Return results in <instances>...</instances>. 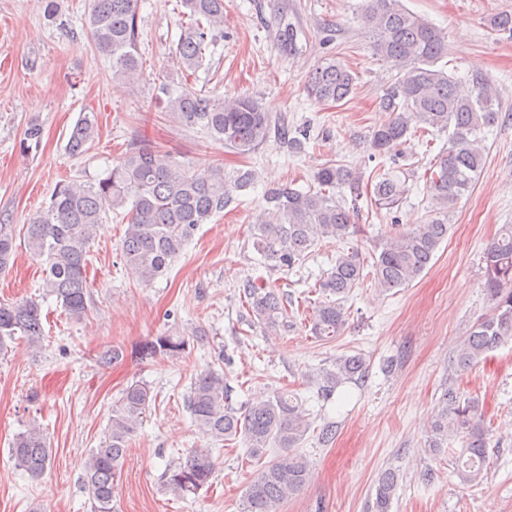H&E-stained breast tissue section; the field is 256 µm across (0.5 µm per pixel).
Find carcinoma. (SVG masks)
<instances>
[{
  "mask_svg": "<svg viewBox=\"0 0 512 512\" xmlns=\"http://www.w3.org/2000/svg\"><path fill=\"white\" fill-rule=\"evenodd\" d=\"M136 2L90 0L88 22L94 46L112 58V78L121 82L136 81L142 70ZM181 3L183 17L190 23L176 43L174 56L188 72L196 70L207 49L224 37V0ZM361 14L374 53L397 70L395 81L379 97L378 106L388 118L372 131V154L381 156L401 144L412 135L413 126L422 135L448 133V147L430 169L427 193L431 206L426 222L379 245L367 265L356 250L339 255L335 265L317 280L315 287L322 299L314 302L311 331L321 338L334 336L343 327L345 312L340 299L365 278L385 290L405 288L429 267L448 237L449 213L472 189L486 163L484 129L498 119L496 94L489 83L476 81L464 91L453 75L438 67L447 56V44L432 23L406 9L401 0H362ZM355 80L350 68L336 60L317 67L303 91L316 104L337 103L353 91ZM156 99L164 104L166 116L185 126L201 127L240 156L253 154L271 137L291 149L301 145L299 138L289 136L287 126L250 97L216 99L161 83ZM42 134L41 125L30 122L19 141V152L28 155L38 150ZM96 135L95 117L83 114L70 131L68 154L82 155ZM254 180L251 169H240L229 177L222 168L190 174L179 162L163 158L153 145L132 144L98 183L58 185L44 216L23 226L24 243L33 257L42 260L44 293L55 297L69 317L80 318L92 300L87 282L90 246L108 213L125 210L127 227L120 243V260L137 282L148 285L171 269L201 225L224 211L231 190H244ZM343 187L360 197V176L344 164L328 163L317 172L315 185L305 190L289 184L265 191L264 217L253 225L252 239L268 269L292 270L319 242H342L356 233L350 210L336 198ZM405 192L399 178L377 175L369 186L370 204L390 211L400 205ZM15 252L12 225L0 224V273L9 267ZM483 261L484 288L492 306L464 337L457 354L462 370L512 341L511 224L487 246ZM240 288L247 325L257 323L267 335L277 333L287 317L283 297L251 278ZM17 336L31 348L42 344L45 331L38 302L26 299L0 304V346ZM185 349L183 339L165 335L143 344L138 354L157 359ZM365 375L361 356L339 357L332 367L319 370L318 395L328 401L339 387L360 382ZM230 392L224 373L204 370L190 386L187 409L204 436L222 442L243 439L252 461H260L273 446L285 450L278 460L256 470L243 496V512H280L282 504L307 482L308 460L292 449L305 439L311 424L294 395L278 392L237 410L229 403ZM150 402L148 386L132 383L112 404L105 445L93 449L83 467L82 487L92 512H112L129 444ZM488 432L479 400L464 395L455 380H449L438 399L426 447L438 454L448 447V440H460L458 477L466 484L476 483L483 478L488 459ZM12 456L31 478L42 477L51 453L39 427L32 425L18 435ZM214 470L211 450L194 451L186 461L165 471L163 486L183 499L208 486ZM398 485L396 470L383 471L374 485L371 512H391Z\"/></svg>",
  "mask_w": 512,
  "mask_h": 512,
  "instance_id": "cac0c4a2",
  "label": "carcinoma"
}]
</instances>
